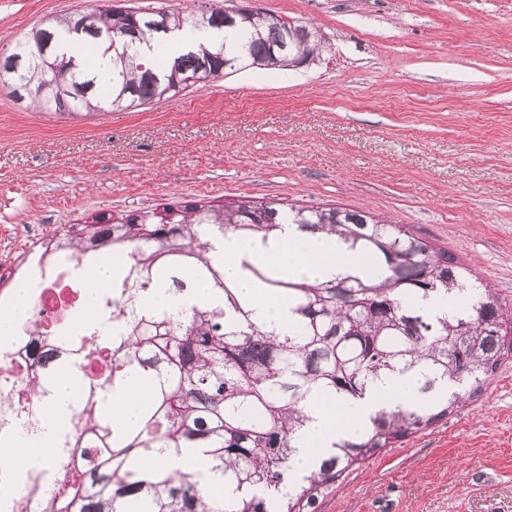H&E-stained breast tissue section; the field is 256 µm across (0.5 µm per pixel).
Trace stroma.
<instances>
[{
	"label": "stroma",
	"instance_id": "1",
	"mask_svg": "<svg viewBox=\"0 0 512 512\" xmlns=\"http://www.w3.org/2000/svg\"><path fill=\"white\" fill-rule=\"evenodd\" d=\"M253 4L319 30L320 58L91 118L34 110L0 79V238L192 198L337 204L410 225L512 305V0ZM91 5L0 0V48ZM315 512H512V357Z\"/></svg>",
	"mask_w": 512,
	"mask_h": 512
}]
</instances>
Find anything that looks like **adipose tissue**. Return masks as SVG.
<instances>
[{
  "label": "adipose tissue",
  "mask_w": 512,
  "mask_h": 512,
  "mask_svg": "<svg viewBox=\"0 0 512 512\" xmlns=\"http://www.w3.org/2000/svg\"><path fill=\"white\" fill-rule=\"evenodd\" d=\"M214 263L223 268L224 281L234 286L247 301L256 320L268 329L287 333L296 322L291 304L275 293L256 288L249 277L247 265L272 266L295 282L311 284L338 280L347 276L369 278L372 267L362 251L350 247L341 238L313 232L296 224L283 225L279 235L270 241L251 242L228 233L217 240L211 253ZM85 279L84 310L73 322L75 330L84 334H104L108 330L97 310L102 296L111 288L121 268L115 262H103L82 268ZM216 292L206 281L196 282L190 291L175 294L165 286H157L142 300L146 310L178 313L189 306L215 303ZM420 380L408 371L373 384L362 399L351 400L330 395L314 388L306 395L302 407L303 426L297 433L291 459L293 474L301 475L315 469L329 457L336 443L359 437L369 419L380 408L407 405L418 395ZM79 377L73 365L61 364L50 381L49 393L41 401L44 420L34 433L14 435L16 452H0V471L19 470L47 462V449L56 447L66 432L77 409ZM151 387L119 386L103 400L104 414L114 425L130 427L137 423L140 407L150 396Z\"/></svg>",
  "instance_id": "obj_1"
}]
</instances>
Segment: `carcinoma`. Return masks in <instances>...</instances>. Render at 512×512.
<instances>
[{"label":"carcinoma","instance_id":"1","mask_svg":"<svg viewBox=\"0 0 512 512\" xmlns=\"http://www.w3.org/2000/svg\"><path fill=\"white\" fill-rule=\"evenodd\" d=\"M227 9L217 5L208 16L190 19L169 9L98 7L85 11V24L76 22V13L49 18L37 27L41 39L31 33L0 55V75L11 94L26 96L36 108L90 116L104 103L127 110L172 98L195 84L203 66L206 80L214 81L262 68L271 57L276 66L294 69L300 58L323 51L318 39H293L286 20L258 16L227 24ZM184 31L207 33L212 41L186 40L173 54L153 44ZM68 37L86 47L107 45L112 67L106 78L58 52ZM58 59L67 62L69 93L38 92ZM288 223L339 235L380 264L381 275L307 284L246 265L257 287L295 303L300 320L281 335L254 321L224 284L210 251L211 241L227 232L265 240ZM110 229L116 231L112 249L127 256L124 277L112 286L125 297L112 303V336L76 337L68 311L61 324L80 351L75 365L94 360L99 366L94 378L82 377L75 421L102 449L100 477L89 484L82 470H74L68 497L51 512H314L322 491L350 468L448 418L512 356V308L448 250L366 212L250 197L179 202L117 219L99 213L53 238L67 239L69 258L98 262L101 254H86L84 240ZM190 278L212 281L216 303L181 315L141 307L155 286L180 293ZM456 289L470 292V307L459 316L434 318L416 307L433 293ZM409 370L422 376L425 401L379 410L358 441L337 445L302 479L290 476L292 441L305 419L300 404L309 389L357 398L382 377ZM135 376L152 383L153 397L139 423L121 429L102 417L100 398ZM184 448L207 449L208 473L172 475L142 466L147 458L178 456ZM223 484L235 491L228 507L208 493Z\"/></svg>","mask_w":512,"mask_h":512}]
</instances>
